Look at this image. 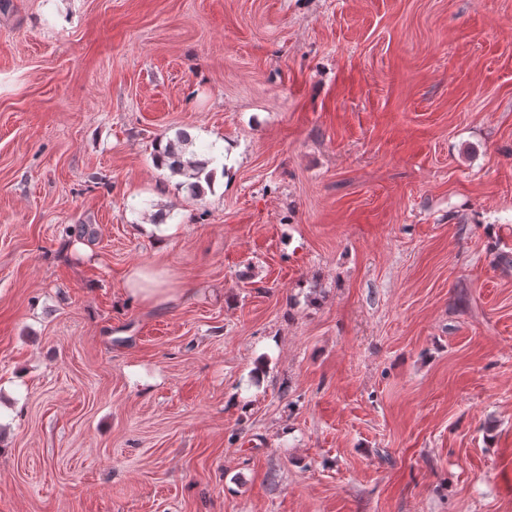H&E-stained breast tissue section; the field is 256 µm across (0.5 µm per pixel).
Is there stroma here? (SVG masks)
<instances>
[{
	"mask_svg": "<svg viewBox=\"0 0 512 512\" xmlns=\"http://www.w3.org/2000/svg\"><path fill=\"white\" fill-rule=\"evenodd\" d=\"M501 251L512 0H0V512H512ZM215 144L195 149L196 144L186 132H178L174 139H168L162 152L164 161L161 163L170 172V176H179L181 179L178 187L184 188L191 197L197 198L203 194L201 184L202 176L208 185L210 184L213 171L208 166L213 162L211 156ZM187 155L190 158H187ZM163 274L145 268H132L125 280V291L147 305H159L171 299L168 288H161Z\"/></svg>",
	"mask_w": 512,
	"mask_h": 512,
	"instance_id": "obj_1",
	"label": "stroma"
}]
</instances>
